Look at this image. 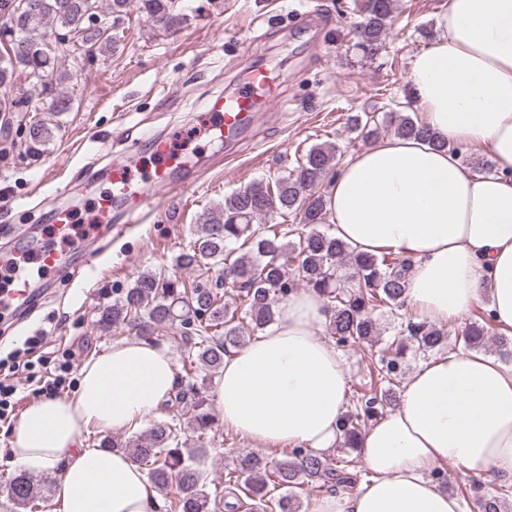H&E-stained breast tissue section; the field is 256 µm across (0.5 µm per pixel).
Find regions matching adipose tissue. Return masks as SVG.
<instances>
[{"label":"adipose tissue","mask_w":512,"mask_h":512,"mask_svg":"<svg viewBox=\"0 0 512 512\" xmlns=\"http://www.w3.org/2000/svg\"><path fill=\"white\" fill-rule=\"evenodd\" d=\"M437 29L409 74L430 140L384 137L355 154L331 181L327 210L355 251L411 259L415 320L458 321L483 303L512 333V0H448ZM452 143L488 153L494 172H475ZM329 316L318 293L299 290L263 334L225 355L210 388L225 427L262 448L338 447L350 376L322 336ZM175 383L165 345L114 342L83 364L72 396L25 410L11 461L34 474L57 470L52 512H160L146 473L83 434L157 415ZM358 448L368 481L314 499L308 512H463L428 473L449 463L512 473V367L471 350L429 359Z\"/></svg>","instance_id":"adipose-tissue-1"}]
</instances>
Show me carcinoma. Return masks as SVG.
<instances>
[{
  "label": "carcinoma",
  "instance_id": "1",
  "mask_svg": "<svg viewBox=\"0 0 512 512\" xmlns=\"http://www.w3.org/2000/svg\"><path fill=\"white\" fill-rule=\"evenodd\" d=\"M137 2L143 18L170 30L187 21L179 0H0V39L10 46L0 55V112H10L23 101L10 96L16 70L25 74L37 92L47 91L48 110L68 112L70 96L59 85L70 79L56 64L49 37L64 30L74 35L79 57L95 60L113 48L117 26ZM111 16L112 25L88 24V10ZM362 21L357 27L358 48L374 56L383 47L395 12V0H361ZM350 130L365 139H377L388 128L387 118L364 112L349 117ZM393 134L431 139L420 121L398 117ZM50 130L41 122L28 128L29 148L40 153ZM337 164L336 147L315 145L271 179L254 181L224 197L203 224L197 226L189 247L176 259L182 269L196 272L193 281L142 273L101 317L105 324L129 323L139 337L149 339L158 328L175 327V340L187 356L183 374L165 407L190 414L187 426L180 417L156 420L143 434L122 441L103 439L100 445L121 451L138 463L157 492L176 489L177 512H301L298 489L338 493L363 479L355 461L333 458L306 448L292 447L282 457L255 452L237 456L224 473V491H206L203 461L207 450L224 443V432L207 407V377L219 372L224 355L247 344L246 331L259 332L275 321L278 305L297 290L311 288L330 303L325 326L336 346L376 344L381 335L374 312L384 308L394 323V334L371 353L376 376L352 395L342 422L343 446L356 447L362 430L395 397L406 351L419 358L433 352L475 350L485 346L492 322L484 310L461 333L429 321L405 319L406 274L410 261L392 253H356L336 236L317 229L326 220V196L317 186ZM291 216L300 228L286 231L269 220ZM296 235L291 240L289 236ZM191 431L192 438L186 437ZM3 489L13 512H36L47 500L45 481L26 473L8 478ZM464 503L475 502L478 512H503L502 500L512 497V483L470 478L458 487Z\"/></svg>",
  "mask_w": 512,
  "mask_h": 512
}]
</instances>
